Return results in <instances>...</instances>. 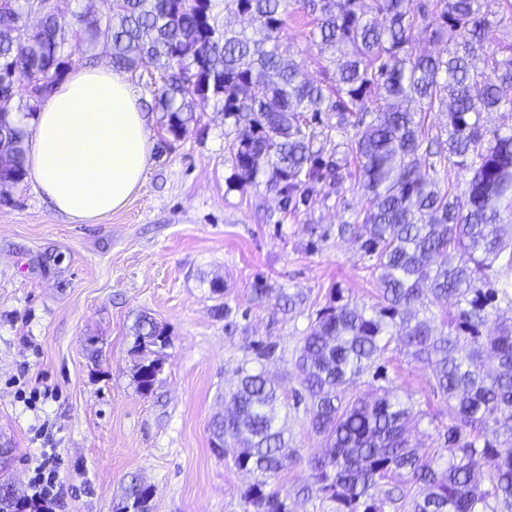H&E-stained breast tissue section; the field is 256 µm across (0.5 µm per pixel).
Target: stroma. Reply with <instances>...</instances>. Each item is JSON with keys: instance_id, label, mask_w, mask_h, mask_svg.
Instances as JSON below:
<instances>
[{"instance_id": "obj_1", "label": "stroma", "mask_w": 512, "mask_h": 512, "mask_svg": "<svg viewBox=\"0 0 512 512\" xmlns=\"http://www.w3.org/2000/svg\"><path fill=\"white\" fill-rule=\"evenodd\" d=\"M312 19L294 9L285 59L322 80ZM152 64L124 78L147 114L153 143L140 190L127 205L72 224L29 183L0 196V480L26 489L42 449H55L62 481L54 512H116L130 476L153 486L151 512H246L250 474L215 451L209 422L261 344L283 395L300 387L296 356L316 310L341 292L358 307L377 300L373 261L338 227L365 205L362 187L341 194L309 185L307 203L284 206L266 186L239 188L227 150L232 122L198 102L196 124L167 142L151 111ZM220 280L223 295L211 292ZM148 315L169 342L149 394L133 380L132 327ZM385 379H357L428 412L416 437L439 443L448 405L422 363L394 346ZM298 459L276 478L290 512H333L298 496L322 440L304 407L289 409Z\"/></svg>"}]
</instances>
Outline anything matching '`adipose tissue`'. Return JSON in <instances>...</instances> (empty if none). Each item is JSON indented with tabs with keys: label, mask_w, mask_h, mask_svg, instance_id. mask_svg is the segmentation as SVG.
<instances>
[{
	"label": "adipose tissue",
	"mask_w": 512,
	"mask_h": 512,
	"mask_svg": "<svg viewBox=\"0 0 512 512\" xmlns=\"http://www.w3.org/2000/svg\"><path fill=\"white\" fill-rule=\"evenodd\" d=\"M31 128L26 178L70 223L120 210L140 189L151 151L147 117L118 72H70Z\"/></svg>",
	"instance_id": "obj_1"
}]
</instances>
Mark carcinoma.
Wrapping results in <instances>:
<instances>
[{
  "label": "carcinoma",
  "instance_id": "carcinoma-1",
  "mask_svg": "<svg viewBox=\"0 0 512 512\" xmlns=\"http://www.w3.org/2000/svg\"><path fill=\"white\" fill-rule=\"evenodd\" d=\"M484 0H436L428 14L415 0H303L312 35L332 67L328 84L285 63L281 32L294 0H224V19L212 0H115L106 23L82 16L73 41L64 18L42 4L39 25L28 24L31 0H0V194L23 180L27 127L65 77L69 58L99 40L112 66L135 72L145 61L157 69L154 107L175 140L197 121L195 102L207 100L236 136L229 145L239 187L265 185L292 199L310 182L340 192L355 177L367 193L354 237L380 271V301L358 310L336 294L317 311L303 338L294 392L306 402L312 430L326 443L309 461L316 492L335 512H512V317L499 315L507 289L501 272L512 268V43L485 47L493 25ZM247 15L239 29L230 17ZM445 46L437 57L413 54L415 33ZM448 113L447 139L432 135L427 114ZM323 112L328 129L347 139L348 155L315 146ZM485 112L501 114L508 132H482ZM353 136H348L349 128ZM328 140L329 134L323 135ZM449 161L448 171L422 157ZM354 165V171L347 166ZM458 255L455 265L435 258ZM455 300L456 311L419 317L417 305ZM494 331L488 332L489 324ZM168 342L165 328L141 315L134 325L133 379L149 393L162 361L145 352ZM426 364L433 391L448 402L444 443L417 448L411 424L425 416L387 389L372 399L349 393L367 372L383 378L391 343ZM282 396L263 371L241 368L224 396V414L212 436L234 449L233 465L254 475L244 492L253 512H289L273 479L296 450L280 424ZM485 473L475 476V458ZM391 487L376 493L381 483ZM154 488L133 475L118 512H150ZM28 498L0 482V512H27Z\"/></svg>",
  "mask_w": 512,
  "mask_h": 512
}]
</instances>
